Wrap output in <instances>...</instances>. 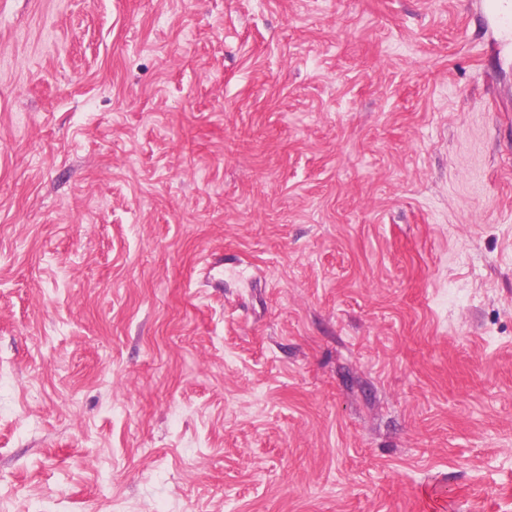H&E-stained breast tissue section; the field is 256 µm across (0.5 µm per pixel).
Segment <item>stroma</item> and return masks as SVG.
Segmentation results:
<instances>
[{
    "label": "stroma",
    "instance_id": "stroma-1",
    "mask_svg": "<svg viewBox=\"0 0 512 512\" xmlns=\"http://www.w3.org/2000/svg\"><path fill=\"white\" fill-rule=\"evenodd\" d=\"M492 0H0V512H512Z\"/></svg>",
    "mask_w": 512,
    "mask_h": 512
}]
</instances>
